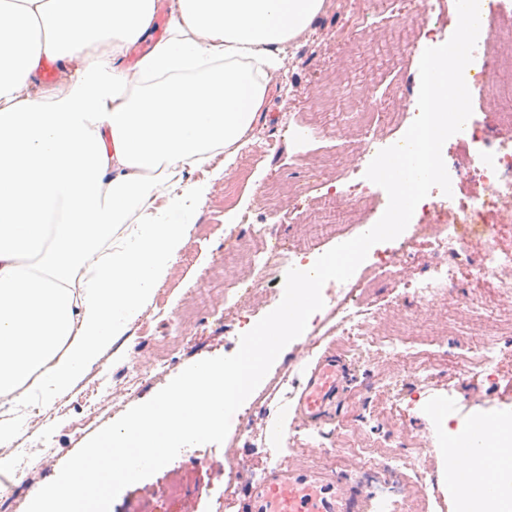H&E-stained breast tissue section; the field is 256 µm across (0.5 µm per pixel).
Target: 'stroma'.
<instances>
[{
    "label": "stroma",
    "mask_w": 512,
    "mask_h": 512,
    "mask_svg": "<svg viewBox=\"0 0 512 512\" xmlns=\"http://www.w3.org/2000/svg\"><path fill=\"white\" fill-rule=\"evenodd\" d=\"M419 19L417 0H402L397 10L372 11L354 22L337 16L329 5L316 17L310 32L291 43L286 66L248 138L252 146L268 139L281 140L283 152L258 157L251 164L236 157L215 181L175 265L139 318L123 335L113 338L90 372L70 391L18 420L16 428L21 434L32 420L44 418L50 426V461L29 474L23 502H30L52 481L64 462L94 434L160 391L184 367L205 358L234 354L245 324L278 306L284 294L280 280L272 286L269 303L257 308L238 305L244 289L255 284V275L249 274L242 285L228 289L225 295V305L239 307L232 326L212 317L186 322L178 319L190 304L194 289L223 286L225 238L251 245L263 240L274 249L283 243L299 244L306 222L324 199H338L346 189L347 184L325 176V169L352 167L350 182L365 183V167L352 165L364 129L353 130L344 140L336 139L332 130L338 111L332 90L335 72L345 73V82L352 90H363L362 107L379 113H403V125L382 129L388 144L403 137L406 124L414 120L413 104L419 91H403L392 61L372 54L370 48L387 28ZM339 29L346 38L342 50L331 38ZM314 108L327 125L325 133L295 137V114ZM269 183L278 186L279 198L273 200L264 193ZM230 213L235 214V223H226ZM386 247L396 253L400 267L388 274H373L361 290L376 331L425 332L433 335L437 350L453 353L459 346L477 345L489 332V319L468 315L474 300L486 301L493 318H512V306L498 304L476 287L479 271L475 268L459 273L460 288L450 291L446 299L426 311L412 310L402 282L410 276L424 277L418 261L428 248L409 228ZM330 327L324 318H316L308 335L289 346L282 361L269 371L270 378L278 381L277 388H270L268 381L259 384L252 398L234 413L222 444L184 448L152 476L124 488L110 512H245L244 494L256 483V473L268 457L284 454L292 468L322 469V457L335 448L340 425L355 421L361 403L367 407L364 421L358 423L362 434L394 453L410 456L414 469L425 475L414 512H454L455 495L442 477L444 428L469 424L479 414L512 415V339L481 375L468 373L456 364L412 374L399 361L345 355ZM164 336L178 337L179 342L169 354L167 370L159 374L150 370L148 363L160 353ZM326 352L345 357L350 377L335 417L310 426L295 418L292 410L304 382V367ZM132 370L143 373L132 391L119 401L101 404L96 380L111 378L119 384L124 373ZM174 483L181 487L180 496L169 493Z\"/></svg>",
    "instance_id": "1"
}]
</instances>
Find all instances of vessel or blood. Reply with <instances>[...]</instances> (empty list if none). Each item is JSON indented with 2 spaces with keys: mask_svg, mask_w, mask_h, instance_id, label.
<instances>
[{
  "mask_svg": "<svg viewBox=\"0 0 512 512\" xmlns=\"http://www.w3.org/2000/svg\"><path fill=\"white\" fill-rule=\"evenodd\" d=\"M342 365L328 356L310 369L296 412L305 422L322 421L336 409ZM247 512H363L359 490L340 488L323 471L275 468L247 491Z\"/></svg>",
  "mask_w": 512,
  "mask_h": 512,
  "instance_id": "1",
  "label": "vessel or blood"
}]
</instances>
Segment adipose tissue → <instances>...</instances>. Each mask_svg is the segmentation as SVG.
I'll return each instance as SVG.
<instances>
[{"label": "adipose tissue", "mask_w": 512, "mask_h": 512, "mask_svg": "<svg viewBox=\"0 0 512 512\" xmlns=\"http://www.w3.org/2000/svg\"><path fill=\"white\" fill-rule=\"evenodd\" d=\"M324 5L170 0L165 38L129 67L159 0H0V396H57L124 333L197 222L207 183L190 174L234 161ZM47 59L68 86L39 84ZM442 456L456 512H512L511 419L449 431Z\"/></svg>", "instance_id": "obj_1"}]
</instances>
